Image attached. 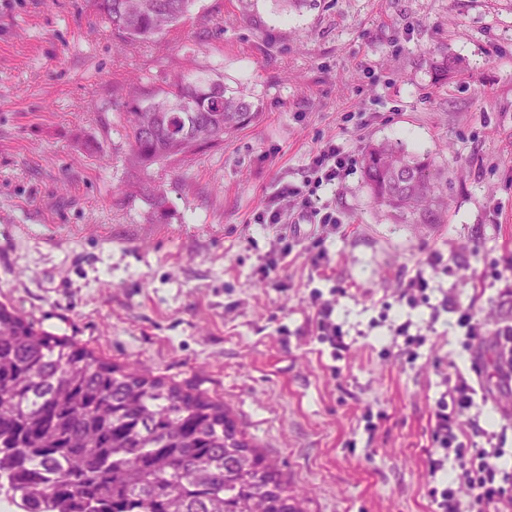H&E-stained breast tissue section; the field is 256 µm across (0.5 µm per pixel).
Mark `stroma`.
I'll return each mask as SVG.
<instances>
[{
  "label": "stroma",
  "mask_w": 512,
  "mask_h": 512,
  "mask_svg": "<svg viewBox=\"0 0 512 512\" xmlns=\"http://www.w3.org/2000/svg\"><path fill=\"white\" fill-rule=\"evenodd\" d=\"M460 60L439 82L431 62ZM208 70L261 105L223 145L143 171L129 160V79ZM390 140L448 172V221L381 215L361 152ZM336 145L353 164L318 187L337 224H260ZM143 182L170 201L158 221ZM291 254L257 269L277 237ZM324 239L329 258L308 245ZM512 0H195L167 34L127 46L88 0H0V303L118 365L222 399L304 495V512H431L439 398L457 374L488 400L463 424L497 433L512 472V393L499 354L466 349L512 324ZM427 300L400 293L415 275ZM333 301L345 348L320 342ZM425 340L408 359L395 326Z\"/></svg>",
  "instance_id": "obj_1"
}]
</instances>
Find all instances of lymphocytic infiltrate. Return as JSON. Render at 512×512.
I'll list each match as a JSON object with an SVG mask.
<instances>
[{
	"instance_id": "lymphocytic-infiltrate-1",
	"label": "lymphocytic infiltrate",
	"mask_w": 512,
	"mask_h": 512,
	"mask_svg": "<svg viewBox=\"0 0 512 512\" xmlns=\"http://www.w3.org/2000/svg\"><path fill=\"white\" fill-rule=\"evenodd\" d=\"M348 157L336 146L329 145L315 156L312 175L316 186L298 200L270 207L258 217L262 224H289L294 217L308 216L316 224L336 223V212L321 203L316 195L317 186L341 182L348 166ZM478 391L468 379L460 377L446 397L440 398L434 410L432 438L436 447L442 448L443 456L429 460L431 473L452 468L470 492L469 503H462L452 487H431L429 490L432 512H489L492 506L508 500L512 502V472L501 464L502 454L494 446V433L475 429V436L485 440L482 448L466 447L461 439L463 433L461 412L476 405Z\"/></svg>"
}]
</instances>
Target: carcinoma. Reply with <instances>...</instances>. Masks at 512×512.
<instances>
[{"instance_id":"obj_1","label":"carcinoma","mask_w":512,"mask_h":512,"mask_svg":"<svg viewBox=\"0 0 512 512\" xmlns=\"http://www.w3.org/2000/svg\"><path fill=\"white\" fill-rule=\"evenodd\" d=\"M194 0H92L112 34L147 41L185 19ZM459 60L433 62L448 78ZM141 169L224 143L257 106L203 69L136 83L123 103ZM371 200L400 224H444L448 182L427 155L392 141L362 156ZM140 190L166 219L161 186ZM0 495L22 512H302L298 495L238 429L224 403L193 387L118 366L37 330L0 304Z\"/></svg>"}]
</instances>
